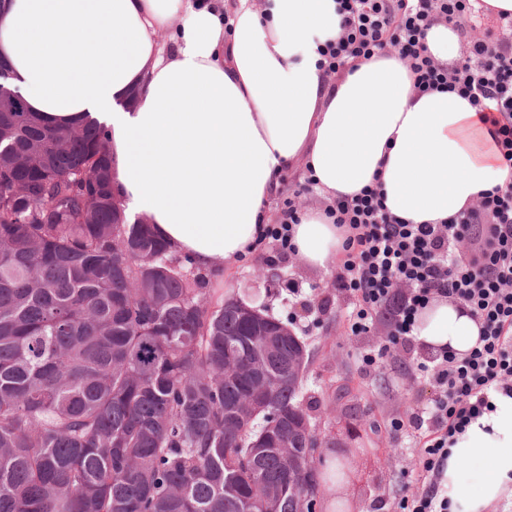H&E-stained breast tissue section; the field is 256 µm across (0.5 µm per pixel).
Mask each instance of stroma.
Wrapping results in <instances>:
<instances>
[{"label": "stroma", "instance_id": "1", "mask_svg": "<svg viewBox=\"0 0 512 512\" xmlns=\"http://www.w3.org/2000/svg\"><path fill=\"white\" fill-rule=\"evenodd\" d=\"M273 254L269 245L257 246L223 274L211 276L209 286L215 295L233 294L266 305L269 314L288 322L313 352L303 385L320 401L316 423L323 460L362 471L361 478L323 489L320 512H330L329 502L337 496L348 503V512H393L394 502L413 479L415 438L410 428L391 430L390 421L427 404L436 390L427 381L411 379L392 353L382 357L376 371L365 372L359 355L385 344L390 320L377 316L368 333L351 335V305L337 290L335 276L293 257L275 260ZM343 386L350 388L349 396H340ZM352 403L360 406L358 416L348 411Z\"/></svg>", "mask_w": 512, "mask_h": 512}]
</instances>
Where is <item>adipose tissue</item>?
Instances as JSON below:
<instances>
[{"mask_svg": "<svg viewBox=\"0 0 512 512\" xmlns=\"http://www.w3.org/2000/svg\"><path fill=\"white\" fill-rule=\"evenodd\" d=\"M340 33L336 0H11L0 12L10 85L51 127H107L129 216L202 270L247 255L281 172L304 162L327 201L371 187L410 224H437L512 180L484 115L458 94H418L393 56L358 59L327 85L318 46ZM344 237L301 212L296 259L333 274ZM420 346L468 353L479 325L460 303L423 309ZM451 446L448 512L512 498V396Z\"/></svg>", "mask_w": 512, "mask_h": 512, "instance_id": "ef3b65f1", "label": "adipose tissue"}]
</instances>
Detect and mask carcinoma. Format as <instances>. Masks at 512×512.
I'll list each match as a JSON object with an SVG mask.
<instances>
[{
    "label": "carcinoma",
    "mask_w": 512,
    "mask_h": 512,
    "mask_svg": "<svg viewBox=\"0 0 512 512\" xmlns=\"http://www.w3.org/2000/svg\"><path fill=\"white\" fill-rule=\"evenodd\" d=\"M0 127V512H300L308 344L112 204L107 131Z\"/></svg>",
    "instance_id": "obj_1"
}]
</instances>
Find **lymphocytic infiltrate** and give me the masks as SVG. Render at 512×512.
<instances>
[{
    "label": "lymphocytic infiltrate",
    "instance_id": "obj_1",
    "mask_svg": "<svg viewBox=\"0 0 512 512\" xmlns=\"http://www.w3.org/2000/svg\"><path fill=\"white\" fill-rule=\"evenodd\" d=\"M341 33L320 48L319 66L335 78L350 59L387 53L415 76L427 93H459L488 115L487 132L504 165L512 168V15L500 18L502 33L465 40L454 66L433 58L425 45L437 22L467 29L484 13L483 0H337ZM325 215L346 234V259L336 287L351 301L352 335L367 333L375 317L391 312L393 346L411 350L419 312L432 301L467 306L480 326L479 339L464 356L440 350L416 363L438 395L415 409L409 426L418 435L415 484L398 502L400 512H448L439 477L448 449L470 421L492 411L491 395L512 394V182L494 187L471 208L442 224H408L390 214L372 188L336 199ZM299 221L293 199L282 202L280 218L265 225L280 258L291 256L292 226Z\"/></svg>",
    "mask_w": 512,
    "mask_h": 512
}]
</instances>
